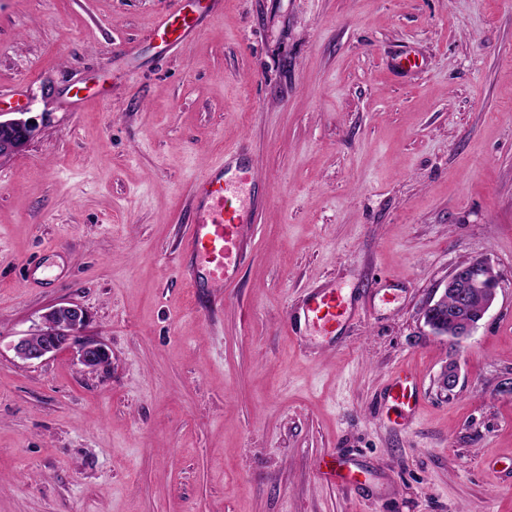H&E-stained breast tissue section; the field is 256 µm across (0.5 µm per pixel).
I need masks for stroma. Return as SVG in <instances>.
Listing matches in <instances>:
<instances>
[{
  "label": "stroma",
  "instance_id": "1",
  "mask_svg": "<svg viewBox=\"0 0 512 512\" xmlns=\"http://www.w3.org/2000/svg\"><path fill=\"white\" fill-rule=\"evenodd\" d=\"M174 8L0 0V88L23 85L0 113L39 122L0 159V512H512V0H224L172 52L150 27ZM240 144L245 258L196 293L194 184ZM476 258L494 305L428 335ZM315 288L348 293L334 339L288 332ZM61 302L109 367L15 358ZM403 364L401 428L380 399ZM337 451L365 486L318 479ZM490 266L487 260L479 258L455 267L439 296L433 297L424 307V324L430 336L450 338L455 344H460L472 335L478 325L472 321L463 320L459 315L463 314L468 306V314H471V317L477 316L483 306V295L485 304L481 319L493 306L499 281L496 275H493V279L490 280ZM478 290L483 295L475 293L471 296ZM448 293L455 299V307L451 314H448V309L453 307L454 299ZM446 303L448 306L445 305ZM455 315L458 318H453ZM421 405L417 386V373L409 366L402 365L392 371L381 397V407L388 415L396 414L402 424L412 420Z\"/></svg>",
  "mask_w": 512,
  "mask_h": 512
}]
</instances>
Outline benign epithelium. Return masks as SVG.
I'll return each mask as SVG.
<instances>
[{
    "mask_svg": "<svg viewBox=\"0 0 512 512\" xmlns=\"http://www.w3.org/2000/svg\"><path fill=\"white\" fill-rule=\"evenodd\" d=\"M38 131L37 122L24 112L10 117L0 113V158L24 152ZM498 278H490V264L485 259H472L455 267L448 276L438 297L424 307L423 319L431 336L445 337L459 344L472 335L477 325L460 318L468 306L470 296L481 291L485 297L482 313L493 306ZM453 295L455 307L448 310V295ZM88 323L86 310L77 304H56L39 316V322L27 336L13 344L16 358L34 362L63 349H72L85 370L94 373L105 368L104 362L112 358L111 351L102 341L87 337L83 332ZM459 383L456 363H448L440 372L438 387L443 392L454 390Z\"/></svg>",
    "mask_w": 512,
    "mask_h": 512,
    "instance_id": "benign-epithelium-1",
    "label": "benign epithelium"
}]
</instances>
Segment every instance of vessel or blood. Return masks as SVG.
<instances>
[{
    "instance_id": "1",
    "label": "vessel or blood",
    "mask_w": 512,
    "mask_h": 512,
    "mask_svg": "<svg viewBox=\"0 0 512 512\" xmlns=\"http://www.w3.org/2000/svg\"><path fill=\"white\" fill-rule=\"evenodd\" d=\"M224 0H178L174 11L158 15L151 35L171 50L184 48L196 35L205 16L222 11ZM224 151L194 185V219L188 250L194 264L205 266L212 281L230 284L244 256L243 228L251 221L254 199L250 190L254 179L250 172L230 178L226 175L228 157ZM307 324L323 334L333 333L337 321L348 314L341 291L326 289L309 297L300 309ZM421 405L417 374L403 365L392 371L381 397L383 411L396 414L401 422L412 420ZM326 478L359 483L357 472L346 470L340 455L324 460Z\"/></svg>"
}]
</instances>
